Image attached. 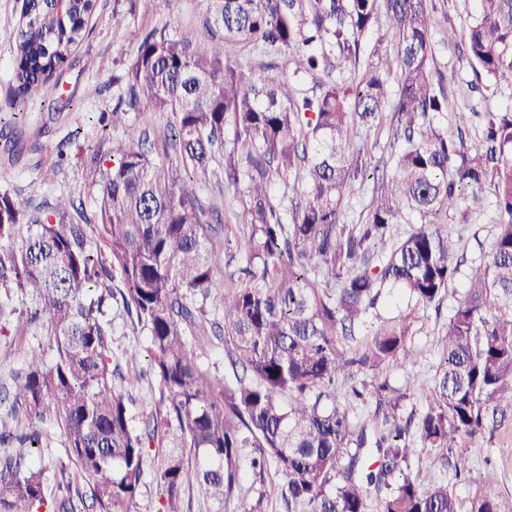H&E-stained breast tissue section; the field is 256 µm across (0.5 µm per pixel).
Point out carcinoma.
Returning <instances> with one entry per match:
<instances>
[{
    "label": "carcinoma",
    "mask_w": 512,
    "mask_h": 512,
    "mask_svg": "<svg viewBox=\"0 0 512 512\" xmlns=\"http://www.w3.org/2000/svg\"><path fill=\"white\" fill-rule=\"evenodd\" d=\"M429 2L206 0L225 55L164 28L137 35L123 91L100 115L123 141L89 158L93 219L70 196L33 213L0 192V324L18 313L9 299L19 293L25 331L49 337L52 350L31 354L3 399L35 425L51 420L72 465L48 501L33 454L39 433L1 430L0 512H73L75 496L93 512H127L150 448L162 512H184L188 490L224 512L244 448L256 450L253 469L273 465L287 479L283 498L299 512H512V495L491 487L462 510L448 485L420 482L403 442L399 410L414 395L426 402L424 448L479 445L512 422V112H472L476 146L462 131L448 135ZM474 2L467 55L487 76L512 78V0ZM135 8L114 0L112 26H129ZM93 9L94 0H25L15 33L20 97L0 107V126L26 122L24 100L41 95L79 47ZM383 27L398 33L395 60L378 40L360 80L348 82L344 65L358 64L363 39ZM387 111L394 167L374 178L365 218L348 224L343 200L370 176L358 138ZM142 112L171 114L174 156L147 148ZM221 178L240 207L218 247L221 213L185 180ZM463 188L495 200L492 249L479 262L461 252L470 224L448 222ZM223 270L224 292L215 293ZM116 279L149 336L159 384L158 410L138 428L110 363L104 316ZM458 279L465 291L435 374L391 386L387 373L410 359L420 311L440 306ZM395 296L406 305L382 317L378 305ZM210 308L224 315L212 329L231 379L203 369L188 342ZM339 387L374 405L371 421H353L336 402Z\"/></svg>",
    "instance_id": "cac0c4a2"
}]
</instances>
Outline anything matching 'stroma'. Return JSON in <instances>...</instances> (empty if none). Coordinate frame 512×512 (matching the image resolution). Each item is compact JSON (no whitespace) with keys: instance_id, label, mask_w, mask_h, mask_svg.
I'll return each mask as SVG.
<instances>
[{"instance_id":"stroma-1","label":"stroma","mask_w":512,"mask_h":512,"mask_svg":"<svg viewBox=\"0 0 512 512\" xmlns=\"http://www.w3.org/2000/svg\"><path fill=\"white\" fill-rule=\"evenodd\" d=\"M436 7L437 25L432 41L435 62L447 74L448 129L465 131L474 144L478 133L471 125L472 110L512 111V79L488 78L446 37L448 30L460 34L467 29L475 15L473 0H437ZM205 13V0H177L167 16L153 13L149 0H139L135 25L143 29L164 26L179 36L201 38L206 34ZM22 14L23 0H0V103L16 91L13 34ZM89 27L87 40L51 80L45 97L25 105L26 124L12 131L0 130V191L10 190L33 207L64 194L82 200L86 212L94 210L97 188L88 178L87 163L101 138L98 117L111 111L118 97L120 86L114 78L122 74L123 63L131 58L134 43L131 32L113 30L112 0H98ZM91 84L101 86L100 95L87 96L86 89ZM10 138L24 147L19 156L11 159L3 151ZM35 142L41 143L42 149L33 153L29 147ZM453 217L471 225L462 245L466 258L477 260L486 256L497 221L493 197H477L471 189H462ZM463 292V281H456L440 308L422 312L418 331L412 338V359L389 374L393 386H403L413 374L429 377L435 373L439 364L438 332ZM106 318L112 328V366L124 378L131 415L136 420H145L156 410L159 397L157 381L145 374L149 338L136 327L121 301H112ZM47 342V337L24 334L22 326L16 324L0 331V387L9 386L12 371L21 366L30 349ZM41 432L42 446L36 459L45 469V494L50 497L56 492L66 450L57 426L44 423ZM253 455V449H243L239 461L240 489L226 504V512H251L256 506L261 512H288L282 498L283 476L273 468L261 474L254 472L250 465ZM411 464L422 483L448 484L464 503L484 486L512 495V427L502 428L491 442L461 449L457 454L415 452Z\"/></svg>"}]
</instances>
